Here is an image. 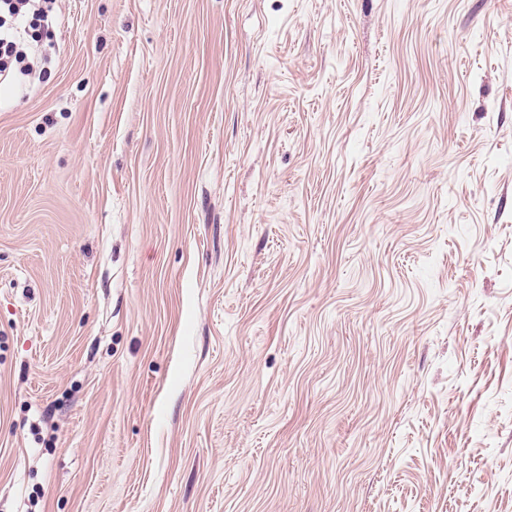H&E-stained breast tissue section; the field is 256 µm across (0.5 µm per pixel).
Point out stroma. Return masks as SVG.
Masks as SVG:
<instances>
[{
	"mask_svg": "<svg viewBox=\"0 0 512 512\" xmlns=\"http://www.w3.org/2000/svg\"><path fill=\"white\" fill-rule=\"evenodd\" d=\"M0 88V512H512V0H57Z\"/></svg>",
	"mask_w": 512,
	"mask_h": 512,
	"instance_id": "stroma-1",
	"label": "stroma"
}]
</instances>
